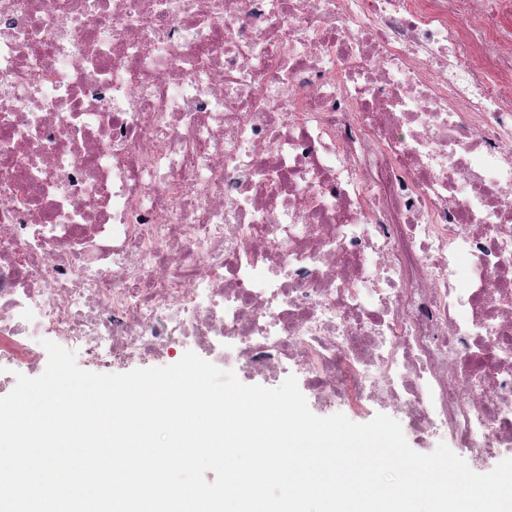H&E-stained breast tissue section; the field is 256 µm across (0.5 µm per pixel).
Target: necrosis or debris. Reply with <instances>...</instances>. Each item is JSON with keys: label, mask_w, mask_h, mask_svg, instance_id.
Here are the masks:
<instances>
[{"label": "necrosis or debris", "mask_w": 512, "mask_h": 512, "mask_svg": "<svg viewBox=\"0 0 512 512\" xmlns=\"http://www.w3.org/2000/svg\"><path fill=\"white\" fill-rule=\"evenodd\" d=\"M512 0H0V371L191 349L512 452Z\"/></svg>", "instance_id": "1"}]
</instances>
